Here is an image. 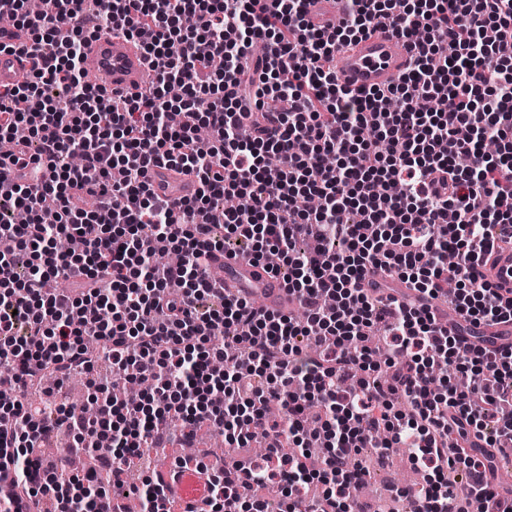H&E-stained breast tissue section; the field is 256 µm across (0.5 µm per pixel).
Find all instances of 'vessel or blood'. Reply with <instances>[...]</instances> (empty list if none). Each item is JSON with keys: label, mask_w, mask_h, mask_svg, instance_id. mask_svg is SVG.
<instances>
[{"label": "vessel or blood", "mask_w": 512, "mask_h": 512, "mask_svg": "<svg viewBox=\"0 0 512 512\" xmlns=\"http://www.w3.org/2000/svg\"><path fill=\"white\" fill-rule=\"evenodd\" d=\"M336 3L337 0H313L311 22L317 26L335 23ZM412 54L407 42L381 25L337 53L336 74L353 90L379 87L406 72ZM84 66L100 87L115 94L136 91L153 74V65L145 55L141 41L116 32L101 33L87 41ZM30 74L31 61L25 54L17 51L0 53V87L25 82ZM149 181L156 195L174 199L192 196L198 187L194 174L166 166L153 168ZM208 270L225 293L260 296L266 310L285 312L293 303L284 280L253 261L215 251L208 258ZM484 273L496 287L512 289V248L497 250ZM157 478L167 497L181 501L190 512H205L211 499V485L199 463L168 466L158 471Z\"/></svg>", "instance_id": "vessel-or-blood-1"}]
</instances>
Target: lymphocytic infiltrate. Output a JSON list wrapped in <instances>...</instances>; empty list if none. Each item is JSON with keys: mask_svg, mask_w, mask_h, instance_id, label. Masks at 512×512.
I'll use <instances>...</instances> for the list:
<instances>
[{"mask_svg": "<svg viewBox=\"0 0 512 512\" xmlns=\"http://www.w3.org/2000/svg\"><path fill=\"white\" fill-rule=\"evenodd\" d=\"M309 2L43 0L32 13L26 0H0V16L27 30L20 49L32 64L29 80L0 89V138L28 130L7 154L20 176L0 170V241L11 244L0 250V374L11 391L0 455L13 473L0 512L64 489L68 512H116L101 472L123 487L127 461L175 414L184 444L200 423L231 448L257 431L266 441L263 455L212 474L211 512H268L267 501L234 494L257 481L280 485L294 507L356 512L348 489L369 473L354 456L401 445L426 475L399 491L414 512H468L451 471L490 512H512V493L494 484L499 440L512 436V341L489 332L512 323V300L483 273L512 240V0H406L399 11L393 0H342L340 21L323 28L309 22ZM380 22L410 43L413 64L386 87L352 91L336 54ZM112 30L140 38L156 70L119 100L83 66L86 41ZM274 99L287 111H267ZM70 155L76 166L64 165ZM164 163L196 174L194 197L153 194L148 173ZM89 181L95 205H74L73 189ZM18 210L28 223H13ZM62 236L83 251H59ZM228 240L256 262L280 254L273 272L302 317L209 283L207 258ZM155 246L183 263H159ZM76 272L84 288L45 293ZM397 281L422 303L397 299ZM442 297L458 317L452 333L432 307ZM375 330L385 352L367 342ZM101 361L151 378L149 405L129 413L96 375ZM75 374L86 377V405L61 407L56 424L95 461L81 475L37 457L49 427L26 398L39 385L56 395ZM274 403L281 419L265 414ZM319 436L315 468L274 467L285 440ZM314 482L324 497L309 504Z\"/></svg>", "mask_w": 512, "mask_h": 512, "instance_id": "1", "label": "lymphocytic infiltrate"}]
</instances>
